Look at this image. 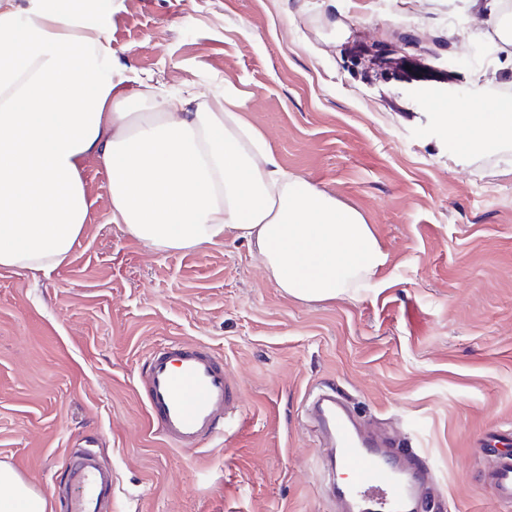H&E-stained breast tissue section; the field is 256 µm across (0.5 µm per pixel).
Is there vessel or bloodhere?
<instances>
[{
	"label": "vessel or blood",
	"instance_id": "1",
	"mask_svg": "<svg viewBox=\"0 0 512 512\" xmlns=\"http://www.w3.org/2000/svg\"><path fill=\"white\" fill-rule=\"evenodd\" d=\"M139 382L152 428L181 452L222 437L238 395L213 350L179 341L150 351ZM306 409L308 421L328 441L322 479L344 512H415L417 494L429 480L426 469L395 463L392 450L363 430L335 395L318 393ZM340 467L348 474L343 484L334 477ZM488 488L496 499L512 502L511 456H498ZM111 494L112 473L99 466L91 449L70 456L65 512H102Z\"/></svg>",
	"mask_w": 512,
	"mask_h": 512
}]
</instances>
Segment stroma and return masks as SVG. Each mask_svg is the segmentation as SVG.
Returning a JSON list of instances; mask_svg holds the SVG:
<instances>
[{
	"mask_svg": "<svg viewBox=\"0 0 512 512\" xmlns=\"http://www.w3.org/2000/svg\"><path fill=\"white\" fill-rule=\"evenodd\" d=\"M130 92L146 79L237 98L280 165L358 211L386 262L356 298L301 302L242 242L157 252L110 221L107 175L49 274L0 268V464L47 497L71 449L112 470L109 512H336L320 482L308 389L332 390L432 472L424 512H512L490 495L512 453V133L451 140L416 76L489 111L512 87L471 0H107ZM416 41L407 67L362 60ZM202 344L239 389L235 429L199 452L148 421L149 352Z\"/></svg>",
	"mask_w": 512,
	"mask_h": 512,
	"instance_id": "stroma-1",
	"label": "stroma"
}]
</instances>
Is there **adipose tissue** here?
<instances>
[{
    "label": "adipose tissue",
    "instance_id": "adipose-tissue-1",
    "mask_svg": "<svg viewBox=\"0 0 512 512\" xmlns=\"http://www.w3.org/2000/svg\"><path fill=\"white\" fill-rule=\"evenodd\" d=\"M94 0H0V267L47 271L82 234L88 159L108 178L111 221L154 250L225 236L304 302L364 288L385 262L355 210L288 173L234 111V98L128 93ZM154 102L139 111L141 99ZM449 137L488 143L512 108L443 112ZM0 512H46L44 496L0 465Z\"/></svg>",
    "mask_w": 512,
    "mask_h": 512
}]
</instances>
